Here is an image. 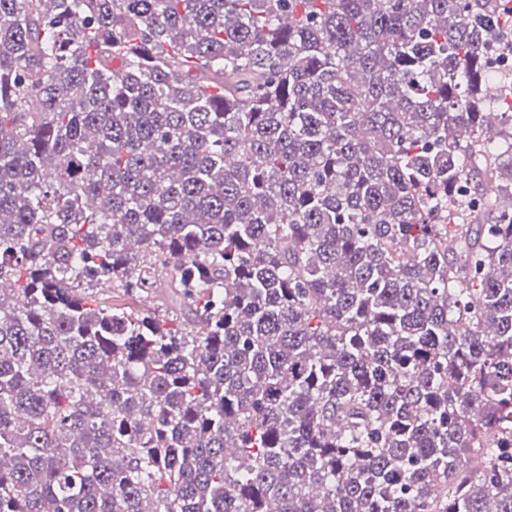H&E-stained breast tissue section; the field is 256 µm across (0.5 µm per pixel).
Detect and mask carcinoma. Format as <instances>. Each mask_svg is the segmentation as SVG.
<instances>
[{
	"instance_id": "1",
	"label": "carcinoma",
	"mask_w": 512,
	"mask_h": 512,
	"mask_svg": "<svg viewBox=\"0 0 512 512\" xmlns=\"http://www.w3.org/2000/svg\"><path fill=\"white\" fill-rule=\"evenodd\" d=\"M509 30L0 0V512H512Z\"/></svg>"
}]
</instances>
